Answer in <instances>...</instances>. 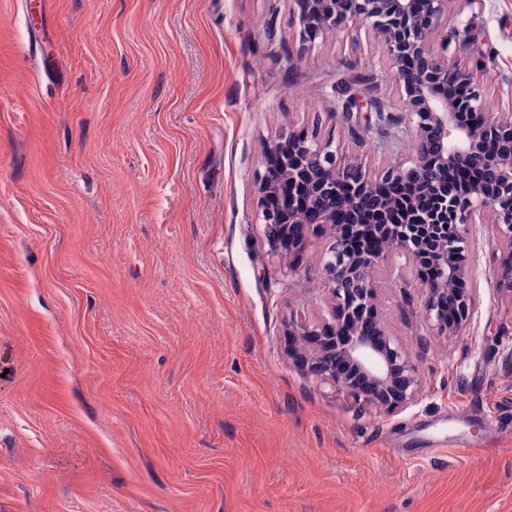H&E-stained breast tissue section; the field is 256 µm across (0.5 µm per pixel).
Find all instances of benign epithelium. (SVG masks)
<instances>
[{
  "instance_id": "1",
  "label": "benign epithelium",
  "mask_w": 512,
  "mask_h": 512,
  "mask_svg": "<svg viewBox=\"0 0 512 512\" xmlns=\"http://www.w3.org/2000/svg\"><path fill=\"white\" fill-rule=\"evenodd\" d=\"M482 0H289L304 44L329 31L368 26L382 39L399 81V113L376 98L342 105L351 114L369 106L377 122L411 134L410 164L371 175L337 157L319 133L288 132L265 146L257 178L256 216L271 253L281 257L327 238L322 271L332 296L329 319L292 317L290 356L305 375L341 389L384 415L416 404L422 393L410 348L394 336L375 279L383 262L404 261L419 289L428 347L458 338L472 318L477 288L471 280L470 228L497 240L493 289L512 307V107L485 110L479 76L434 49L448 17ZM373 217L380 249L356 253L340 235L342 224Z\"/></svg>"
}]
</instances>
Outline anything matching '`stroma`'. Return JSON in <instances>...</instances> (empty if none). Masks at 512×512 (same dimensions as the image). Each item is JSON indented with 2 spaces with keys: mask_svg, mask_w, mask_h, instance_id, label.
<instances>
[{
  "mask_svg": "<svg viewBox=\"0 0 512 512\" xmlns=\"http://www.w3.org/2000/svg\"><path fill=\"white\" fill-rule=\"evenodd\" d=\"M448 26L506 108L512 0ZM370 91L397 98L382 43L301 46L288 0H0V512H512V307L483 226L460 338L419 351L409 273L378 275L417 404L358 408L284 354L290 315L329 313L326 244L294 273L270 253L262 144L315 129L367 170L408 161L372 114L334 115Z\"/></svg>",
  "mask_w": 512,
  "mask_h": 512,
  "instance_id": "obj_1",
  "label": "stroma"
}]
</instances>
